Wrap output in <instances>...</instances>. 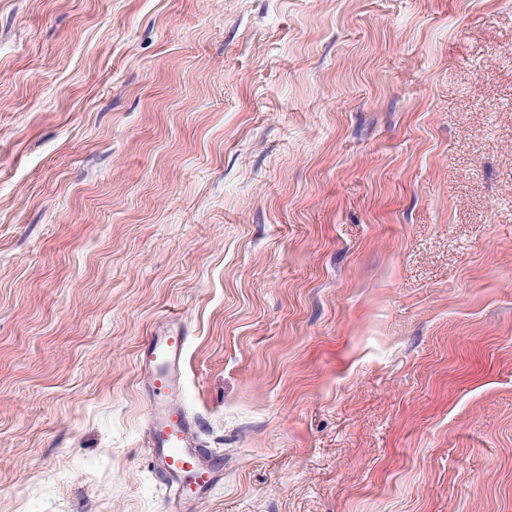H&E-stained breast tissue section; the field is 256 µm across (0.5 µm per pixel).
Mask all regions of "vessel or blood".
I'll use <instances>...</instances> for the list:
<instances>
[{"instance_id":"b4317fda","label":"vessel or blood","mask_w":512,"mask_h":512,"mask_svg":"<svg viewBox=\"0 0 512 512\" xmlns=\"http://www.w3.org/2000/svg\"><path fill=\"white\" fill-rule=\"evenodd\" d=\"M188 343L183 325L172 324L151 337L140 357L148 389L145 445L172 512H192L224 483L223 454L201 446L197 419L176 401Z\"/></svg>"}]
</instances>
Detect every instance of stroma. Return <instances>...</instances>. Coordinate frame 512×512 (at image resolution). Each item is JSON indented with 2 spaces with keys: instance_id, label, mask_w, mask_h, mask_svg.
Instances as JSON below:
<instances>
[{
  "instance_id": "35a3bbf8",
  "label": "stroma",
  "mask_w": 512,
  "mask_h": 512,
  "mask_svg": "<svg viewBox=\"0 0 512 512\" xmlns=\"http://www.w3.org/2000/svg\"><path fill=\"white\" fill-rule=\"evenodd\" d=\"M512 512V0H0V512ZM190 336L181 323L152 336L140 357L148 389L145 445L172 512H191L224 484V454L202 448L198 420L175 399Z\"/></svg>"
}]
</instances>
